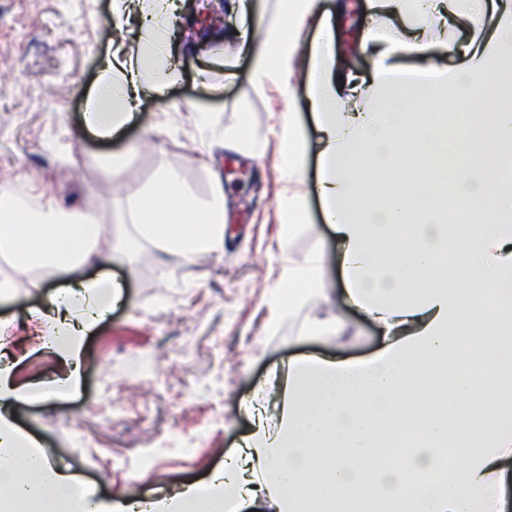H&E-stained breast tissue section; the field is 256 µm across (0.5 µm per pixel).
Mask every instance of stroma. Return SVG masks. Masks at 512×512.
<instances>
[{"label":"stroma","instance_id":"obj_1","mask_svg":"<svg viewBox=\"0 0 512 512\" xmlns=\"http://www.w3.org/2000/svg\"><path fill=\"white\" fill-rule=\"evenodd\" d=\"M111 13L112 0H0V191L95 208L122 252L87 272L126 284L83 340L73 394L15 404L10 417L98 497L151 503L223 464L250 432L247 406L271 370L286 371L303 353L366 357L379 334L347 306L343 335H308L311 319L330 313L319 294L274 314L286 256L325 251L334 291H343L317 197L305 196L307 223L280 242L281 198L305 195L282 172L276 130L288 106L305 132L307 172L317 169L303 74L292 79L290 104L278 87L255 83L251 56L234 43L219 42L207 56L185 48L164 93L145 91L122 138L103 140L84 126V94L113 50ZM238 129L245 149H225V134ZM119 153L125 160L113 165ZM164 168L179 170L183 190L199 202L223 189L222 247L187 261L126 236L130 197ZM58 287L52 280L0 304L8 326L0 345L15 378L35 389L44 381L33 368L51 356L29 343V313Z\"/></svg>","mask_w":512,"mask_h":512}]
</instances>
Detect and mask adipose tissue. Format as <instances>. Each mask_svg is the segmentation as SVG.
Returning <instances> with one entry per match:
<instances>
[{
  "label": "adipose tissue",
  "mask_w": 512,
  "mask_h": 512,
  "mask_svg": "<svg viewBox=\"0 0 512 512\" xmlns=\"http://www.w3.org/2000/svg\"><path fill=\"white\" fill-rule=\"evenodd\" d=\"M359 39L373 57L369 82L358 81L332 48L330 19L318 0H276L277 23L263 35L235 29L226 39L253 59L257 81L292 94L297 60L305 62L309 106L320 134L314 179L304 167V133L294 112L278 128L290 181L323 204L336 239L350 301L380 328L383 344L360 360L303 355L276 383L277 419L256 418L239 450L201 482L152 503L153 512H243L255 499L273 512H512V191L494 190L512 161V0H368ZM179 0H112V27L139 14L156 36L164 65L148 68L143 50L118 42L106 79L87 94L85 122L116 138L135 119L143 83L164 91L170 79V29ZM317 24L318 38L301 36ZM397 55L418 58L411 69ZM467 142L466 162L448 175L434 144L447 131ZM416 144L413 155L401 141ZM472 203L469 219L452 209ZM135 236L186 258L224 242V196L205 204L187 195L177 170L159 171L130 199ZM120 242L94 210L79 214L52 202L34 206L0 193V302L59 278L48 310H32L44 344L69 365L61 385L31 392L0 366V488L13 503H62L64 512H139L136 501L104 502L78 491L9 418L17 401L58 398L75 390L83 339L122 298L121 283L88 278L92 263H112ZM325 255L294 260L277 292L286 311L327 293ZM494 335H482L485 323ZM482 435L442 479L431 478L441 449L469 424ZM403 448L400 459L385 450ZM420 482H410V475Z\"/></svg>",
  "instance_id": "ef3b65f1"
}]
</instances>
